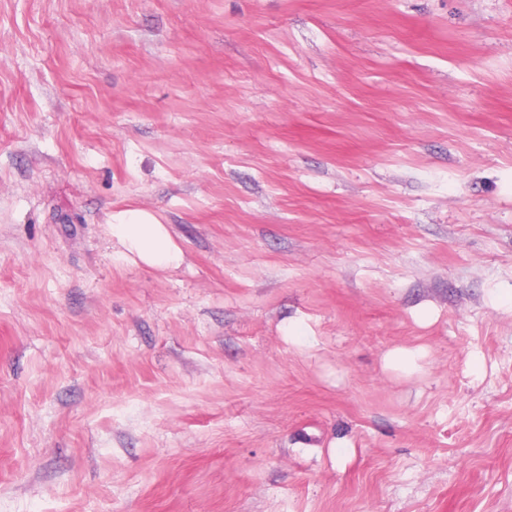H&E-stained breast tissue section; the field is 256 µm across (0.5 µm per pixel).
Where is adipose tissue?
<instances>
[{
    "label": "adipose tissue",
    "instance_id": "ef3b65f1",
    "mask_svg": "<svg viewBox=\"0 0 512 512\" xmlns=\"http://www.w3.org/2000/svg\"><path fill=\"white\" fill-rule=\"evenodd\" d=\"M109 230L121 247V258L129 263L167 270L183 262V252L167 225L158 223L149 213L125 212Z\"/></svg>",
    "mask_w": 512,
    "mask_h": 512
}]
</instances>
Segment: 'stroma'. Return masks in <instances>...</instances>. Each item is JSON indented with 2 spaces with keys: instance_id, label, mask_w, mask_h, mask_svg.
<instances>
[{
  "instance_id": "obj_1",
  "label": "stroma",
  "mask_w": 512,
  "mask_h": 512,
  "mask_svg": "<svg viewBox=\"0 0 512 512\" xmlns=\"http://www.w3.org/2000/svg\"><path fill=\"white\" fill-rule=\"evenodd\" d=\"M494 291L512 0H0V512H512ZM109 230L121 246V258L129 263L167 270L183 262V252L167 225L159 224L149 213L125 212L109 224ZM422 353L409 348H396L390 351L384 358V365L391 370L405 373H413L419 369Z\"/></svg>"
}]
</instances>
